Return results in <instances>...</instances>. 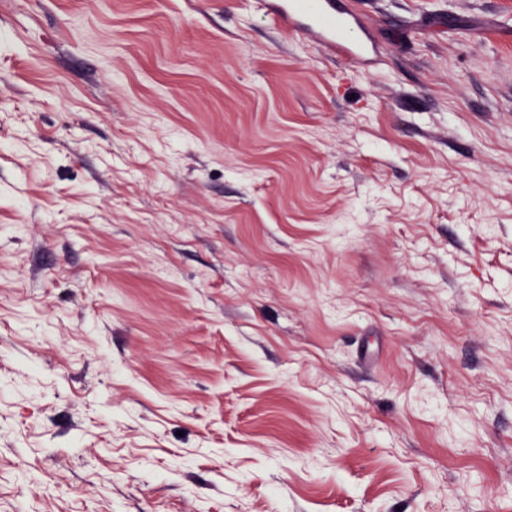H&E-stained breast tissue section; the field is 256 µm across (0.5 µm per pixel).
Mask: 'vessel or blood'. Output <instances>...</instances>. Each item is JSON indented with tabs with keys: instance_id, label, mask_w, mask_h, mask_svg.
I'll list each match as a JSON object with an SVG mask.
<instances>
[{
	"instance_id": "vessel-or-blood-1",
	"label": "vessel or blood",
	"mask_w": 512,
	"mask_h": 512,
	"mask_svg": "<svg viewBox=\"0 0 512 512\" xmlns=\"http://www.w3.org/2000/svg\"><path fill=\"white\" fill-rule=\"evenodd\" d=\"M272 19L277 27L307 33L324 49L353 63L368 61L375 52L343 0H278Z\"/></svg>"
}]
</instances>
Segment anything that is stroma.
I'll return each mask as SVG.
<instances>
[{
  "mask_svg": "<svg viewBox=\"0 0 512 512\" xmlns=\"http://www.w3.org/2000/svg\"><path fill=\"white\" fill-rule=\"evenodd\" d=\"M0 0V512H512V0ZM279 28L309 34L324 49L352 63L371 59L375 49L357 15L341 0H280L272 11Z\"/></svg>",
  "mask_w": 512,
  "mask_h": 512,
  "instance_id": "35a3bbf8",
  "label": "stroma"
}]
</instances>
